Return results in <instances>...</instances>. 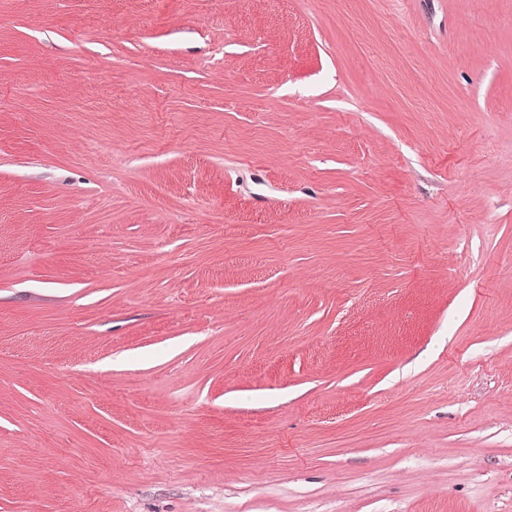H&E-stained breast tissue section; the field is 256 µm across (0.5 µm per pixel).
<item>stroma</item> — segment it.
<instances>
[{
  "label": "stroma",
  "instance_id": "stroma-1",
  "mask_svg": "<svg viewBox=\"0 0 512 512\" xmlns=\"http://www.w3.org/2000/svg\"><path fill=\"white\" fill-rule=\"evenodd\" d=\"M0 512H512V0H0Z\"/></svg>",
  "mask_w": 512,
  "mask_h": 512
}]
</instances>
